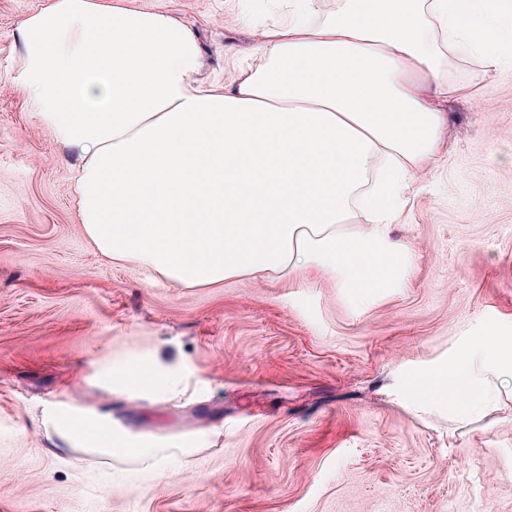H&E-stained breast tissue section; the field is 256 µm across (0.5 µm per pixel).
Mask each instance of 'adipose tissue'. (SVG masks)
<instances>
[{
	"instance_id": "ef3b65f1",
	"label": "adipose tissue",
	"mask_w": 512,
	"mask_h": 512,
	"mask_svg": "<svg viewBox=\"0 0 512 512\" xmlns=\"http://www.w3.org/2000/svg\"><path fill=\"white\" fill-rule=\"evenodd\" d=\"M310 3L288 0L228 88L197 83L196 38L163 11L50 0L22 21L18 80L40 126L80 161L75 202L102 256L193 287L329 277L356 308L404 287L413 254L391 228L442 149L441 102L464 90L442 65L477 57L496 72L512 21L498 0H345L324 18ZM355 210L362 223H349ZM510 370L512 339L484 336L420 391L464 423ZM102 384L159 401L184 388L156 357L103 370ZM39 421L70 451L158 477L197 451L60 401Z\"/></svg>"
}]
</instances>
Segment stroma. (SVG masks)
<instances>
[{"instance_id": "stroma-1", "label": "stroma", "mask_w": 512, "mask_h": 512, "mask_svg": "<svg viewBox=\"0 0 512 512\" xmlns=\"http://www.w3.org/2000/svg\"><path fill=\"white\" fill-rule=\"evenodd\" d=\"M49 0H0V512H512V395L455 428L423 373L475 336H512V62L450 61L468 95L443 104L448 149L393 231L406 285L357 309L333 280L248 276L188 288L87 241L75 154L18 85V25ZM186 23L197 80L231 85L275 0H124ZM188 389L164 402L109 392V363L155 351ZM110 412L159 443L210 435L164 480L48 455L31 411Z\"/></svg>"}]
</instances>
